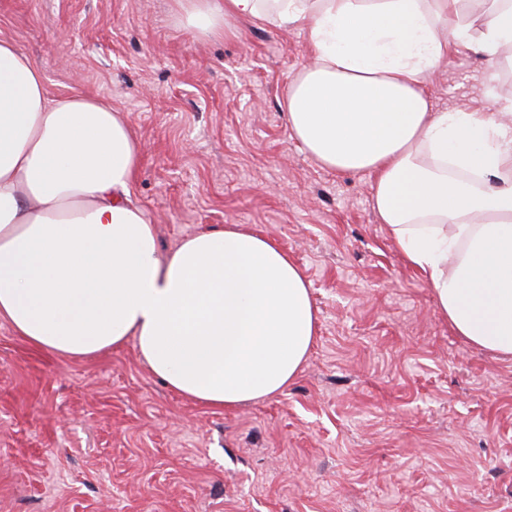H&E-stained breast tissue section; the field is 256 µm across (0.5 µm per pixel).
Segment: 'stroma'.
Wrapping results in <instances>:
<instances>
[{"label": "stroma", "mask_w": 512, "mask_h": 512, "mask_svg": "<svg viewBox=\"0 0 512 512\" xmlns=\"http://www.w3.org/2000/svg\"><path fill=\"white\" fill-rule=\"evenodd\" d=\"M0 36L50 97L111 100L140 138L132 201L162 251L240 224L294 259L318 334L281 393L231 410L152 375L133 344L37 349L0 322V512H512V361L436 311L371 206L373 178L322 169L283 107L309 33L183 27L175 0H0ZM512 67L451 55L439 109L489 112Z\"/></svg>", "instance_id": "obj_1"}]
</instances>
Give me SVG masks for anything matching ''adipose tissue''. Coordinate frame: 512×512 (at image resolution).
Masks as SVG:
<instances>
[{
	"label": "adipose tissue",
	"mask_w": 512,
	"mask_h": 512,
	"mask_svg": "<svg viewBox=\"0 0 512 512\" xmlns=\"http://www.w3.org/2000/svg\"><path fill=\"white\" fill-rule=\"evenodd\" d=\"M186 29L251 18L307 30L288 130L322 167L374 178L373 209L438 314L469 345L512 359V97L437 110L450 54H512V0H177ZM142 145L111 101L49 97L0 38V320L81 359L133 344L167 387L231 409L281 393L317 335L302 270L239 224L161 252L131 196Z\"/></svg>",
	"instance_id": "obj_1"
}]
</instances>
